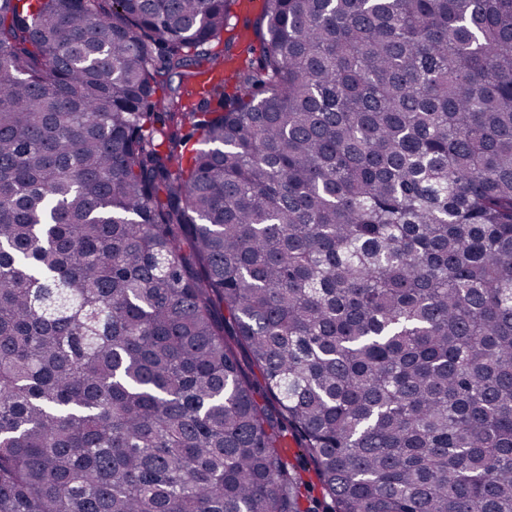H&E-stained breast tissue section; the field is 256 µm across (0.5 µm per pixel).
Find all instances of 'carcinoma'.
Returning <instances> with one entry per match:
<instances>
[{
  "mask_svg": "<svg viewBox=\"0 0 512 512\" xmlns=\"http://www.w3.org/2000/svg\"><path fill=\"white\" fill-rule=\"evenodd\" d=\"M236 2L0 0V512H512V0ZM262 8H258L251 11H243L240 9L239 6H236L235 8V17H233L230 20V27H233V31L226 32L224 34V39L228 38L231 34H238L239 32L244 34V37L241 38L238 36V39L236 41H239V44L241 48H243L246 44L252 43L255 47V53L251 56H256L259 53L260 50V43L257 39L254 38L253 32H252V22L260 15ZM288 458L296 466L302 479L308 484L304 494L303 508L314 512H325V500L322 489L311 465L301 455L296 440L288 434Z\"/></svg>",
  "mask_w": 512,
  "mask_h": 512,
  "instance_id": "cac0c4a2",
  "label": "carcinoma"
}]
</instances>
